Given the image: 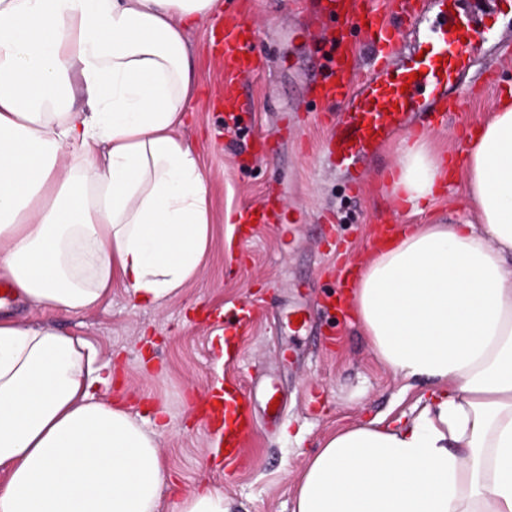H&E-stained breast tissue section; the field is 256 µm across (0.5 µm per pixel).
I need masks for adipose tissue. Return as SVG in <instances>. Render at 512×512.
<instances>
[{"mask_svg": "<svg viewBox=\"0 0 512 512\" xmlns=\"http://www.w3.org/2000/svg\"><path fill=\"white\" fill-rule=\"evenodd\" d=\"M216 0H0V278L32 306L159 307L201 274L215 224L181 134L190 29ZM475 217L410 224L350 295L376 359L428 384L417 407L328 434L292 512H512V101L464 152ZM390 195L420 212L447 162L402 140ZM85 339L0 318V512H158L159 436L102 399Z\"/></svg>", "mask_w": 512, "mask_h": 512, "instance_id": "ef3b65f1", "label": "adipose tissue"}]
</instances>
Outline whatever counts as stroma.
Segmentation results:
<instances>
[{
  "label": "stroma",
  "instance_id": "1",
  "mask_svg": "<svg viewBox=\"0 0 512 512\" xmlns=\"http://www.w3.org/2000/svg\"><path fill=\"white\" fill-rule=\"evenodd\" d=\"M317 6L318 0H251L254 43L279 69L244 86L247 113L236 134L224 128V76L211 56V27L187 35L198 89L182 134L197 150L219 220L201 276L158 308L135 304L116 285L100 307L83 314L25 304L15 311L81 336L100 357L111 359L116 375L104 395L125 398L137 418L153 423L156 409L165 408L169 427L161 435V457L174 481L162 493L160 512H176L179 501L205 483L223 489L230 512H291L293 477L325 435L353 421L410 411L426 390L418 381L405 384L378 362L352 309L332 312L320 302L335 287L339 259L358 263L374 253L378 217L399 225L471 219L462 175L446 181L436 202L422 212H398L382 175L394 159V146L383 149L378 177L352 192L320 165L326 129L315 120H306L287 140L270 142L266 158L234 150L235 143L252 145L274 128L278 108L297 101L312 109V102L296 97L291 65L297 53L312 52L314 41L289 44L276 26ZM475 73L476 87L462 109L449 113L443 126L425 129L457 165L475 125L512 92V61L489 57ZM275 189L305 208L310 223L293 234L263 226L240 244L233 221ZM243 301L258 308L255 321L241 328L225 323V312ZM302 303L312 324L295 336L286 314ZM225 343L233 347L226 358ZM238 382L258 436L240 464L217 467L215 437L201 420L199 401L211 385Z\"/></svg>",
  "mask_w": 512,
  "mask_h": 512
}]
</instances>
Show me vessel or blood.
I'll use <instances>...</instances> for the list:
<instances>
[{
	"instance_id": "1",
	"label": "vessel or blood",
	"mask_w": 512,
	"mask_h": 512,
	"mask_svg": "<svg viewBox=\"0 0 512 512\" xmlns=\"http://www.w3.org/2000/svg\"><path fill=\"white\" fill-rule=\"evenodd\" d=\"M340 28L354 31L358 43L325 34L329 48L319 58L300 57L307 96L322 100L331 113L324 161L345 188L361 186L382 147L398 136L419 134L426 113L444 115L463 103L470 72L485 53L490 32L482 16L458 10V0H327ZM247 9L225 12L222 37L224 110L235 117L242 107L241 81L267 73L268 59L251 49ZM373 54L363 65L359 47ZM241 242L254 223L283 226L289 217L279 200L263 198L239 215Z\"/></svg>"
}]
</instances>
